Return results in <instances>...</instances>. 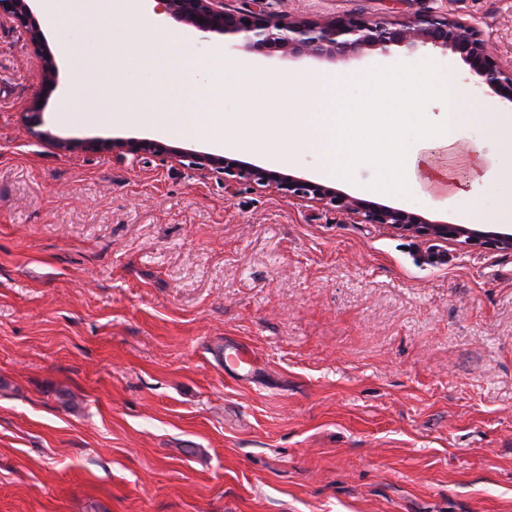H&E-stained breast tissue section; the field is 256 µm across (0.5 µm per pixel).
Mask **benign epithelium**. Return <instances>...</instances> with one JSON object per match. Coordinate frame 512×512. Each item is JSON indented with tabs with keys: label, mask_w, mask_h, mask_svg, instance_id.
<instances>
[{
	"label": "benign epithelium",
	"mask_w": 512,
	"mask_h": 512,
	"mask_svg": "<svg viewBox=\"0 0 512 512\" xmlns=\"http://www.w3.org/2000/svg\"><path fill=\"white\" fill-rule=\"evenodd\" d=\"M31 0H0V21L10 19L28 32L41 62L42 83L57 85L55 56L39 27L31 22ZM162 10L170 17L200 32L240 35L243 47L252 50L275 48L283 58L308 56L334 59L358 55L367 50L383 54L391 47L410 52L438 50L454 54L467 67L469 79L480 90L489 89L503 103L512 104V66L493 56L481 29L472 23L451 18L437 11H424L400 23L385 22L362 15L332 17L311 21L295 17L283 22L261 9L238 12L224 0H162ZM132 154L157 153L180 163L187 161L198 169L224 171V184L249 182L273 186L291 198L308 200L343 211L365 224H384L396 231L420 237L456 242L462 246H480L512 250V235L480 231L459 224L432 222L418 213L378 205L342 194L334 188L297 178L235 159L185 152L147 139L132 138L122 143Z\"/></svg>",
	"instance_id": "benign-epithelium-1"
}]
</instances>
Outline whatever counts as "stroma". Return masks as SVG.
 I'll return each mask as SVG.
<instances>
[{"label":"stroma","instance_id":"obj_1","mask_svg":"<svg viewBox=\"0 0 512 512\" xmlns=\"http://www.w3.org/2000/svg\"><path fill=\"white\" fill-rule=\"evenodd\" d=\"M281 20L360 14L397 22L440 10L476 24L512 61V0H264ZM58 83L16 24H0V512H512V251L360 224L275 188L228 190L214 169L119 145L148 138L214 152L102 116L61 113L76 44L114 56L133 99L163 108L166 80L92 26L44 27ZM282 75L404 73L455 55L368 51L345 61L246 51ZM42 102L32 133L27 108ZM418 121L390 139L405 155ZM94 141L65 152L55 141ZM375 168L336 190L461 223L500 220L512 179L427 197L377 193ZM245 346L251 379L219 351Z\"/></svg>","mask_w":512,"mask_h":512}]
</instances>
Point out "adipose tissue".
Here are the masks:
<instances>
[{
  "mask_svg": "<svg viewBox=\"0 0 512 512\" xmlns=\"http://www.w3.org/2000/svg\"><path fill=\"white\" fill-rule=\"evenodd\" d=\"M39 12L52 25L89 20L109 23L114 17L124 18L128 25L121 31L122 41L135 49L149 41L152 33H159L162 49L154 53L152 61L176 88L173 109L147 111L130 100L118 83L111 92L108 114L116 125L159 126L170 135L202 138L222 147L240 141L257 155L268 154L269 144L260 137L244 138V131L276 126L287 136L288 149L272 155L275 163L287 164L297 152L313 151L322 158L320 173L325 177H343L351 166L366 165L382 177L451 195L464 193L466 180L488 181L494 175L474 144L468 148L469 179L438 163L437 151L453 146L462 128L485 127L502 138L506 151L512 153V122L481 111L467 86L453 74L433 67H421L408 75L397 70L357 75L354 80L363 85L365 99L362 111L352 112L345 93L351 80L348 77L328 75L305 84L292 75L277 76L251 67L220 46L207 60L197 61L174 29L159 27L144 0H40ZM228 73L235 74L240 88L249 94V111L221 112ZM393 95L420 110L423 124L432 128V138L423 152L407 157L383 146L370 151L352 149L348 129L362 130L384 120L383 109ZM430 96L442 101L443 112L435 116L423 112L424 100Z\"/></svg>",
  "mask_w": 512,
  "mask_h": 512,
  "instance_id": "obj_1",
  "label": "adipose tissue"
}]
</instances>
